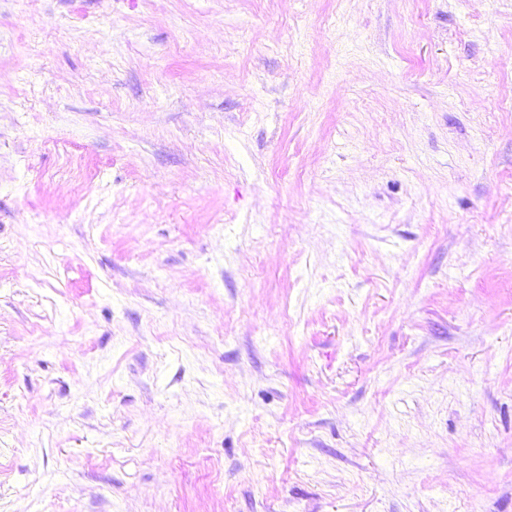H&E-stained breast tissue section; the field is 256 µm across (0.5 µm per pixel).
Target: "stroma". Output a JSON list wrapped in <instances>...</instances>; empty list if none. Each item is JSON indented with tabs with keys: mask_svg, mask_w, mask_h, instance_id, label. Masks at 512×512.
I'll use <instances>...</instances> for the list:
<instances>
[{
	"mask_svg": "<svg viewBox=\"0 0 512 512\" xmlns=\"http://www.w3.org/2000/svg\"><path fill=\"white\" fill-rule=\"evenodd\" d=\"M0 512H512V0H0Z\"/></svg>",
	"mask_w": 512,
	"mask_h": 512,
	"instance_id": "obj_1",
	"label": "stroma"
}]
</instances>
